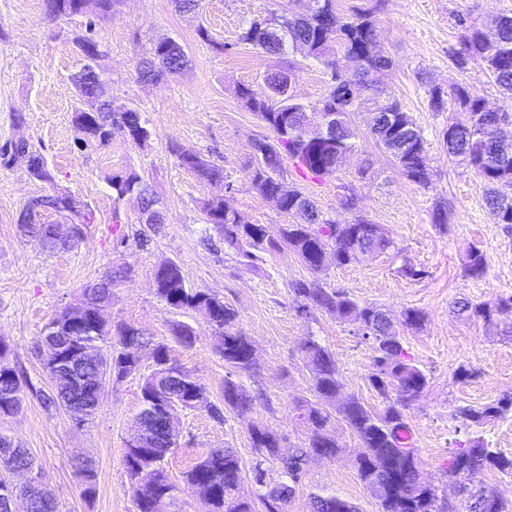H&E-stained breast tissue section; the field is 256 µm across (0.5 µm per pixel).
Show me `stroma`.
I'll return each mask as SVG.
<instances>
[{"label":"stroma","mask_w":512,"mask_h":512,"mask_svg":"<svg viewBox=\"0 0 512 512\" xmlns=\"http://www.w3.org/2000/svg\"><path fill=\"white\" fill-rule=\"evenodd\" d=\"M288 0H201L198 10L178 11L173 0H122L109 20L77 15L56 21L46 16L44 0H0V148L24 140L48 160L53 183L31 178L23 162L0 163V341L7 359L37 390H49L39 352L46 325L63 306L80 300L85 283L121 267L126 274L112 290L105 317L112 325H131L153 342L165 344L171 359L205 387L206 402L181 412L177 448L163 467L181 485V512H205L206 506L184 477L209 448L236 451L243 472L239 497L257 501L259 489L251 470L257 454L252 427H266L281 438L280 452L308 445V430L297 406L313 400V378L303 344L318 340L335 356L341 377V399L358 398L374 409L384 402L370 386L374 352L353 334L347 322L327 311L303 309L292 286L310 273L289 250L263 253L251 260L226 249L221 233L206 228L202 203L216 189L180 166L174 150L193 149L224 169L232 187L226 204L243 222L276 228L294 223L252 186L253 144L269 129L237 97L241 86L259 88L265 73L294 64L295 92L317 102L327 92L321 67L302 53L278 58L261 53L239 39L249 20L285 11ZM512 16V0H383L376 27L383 50L394 67L385 79L409 112L427 144L430 184L420 187L397 169L393 158L371 139L366 115L354 114L359 140L354 152L331 178H300L287 168L324 216L351 222L361 212L380 225L391 248L358 263L329 267L326 282L362 304L382 306L391 317L407 309L422 313L419 329L405 333V348L428 377L425 390L407 411L418 450L422 478L436 487L450 512H466L458 482L448 472L453 448L480 438L512 456V411L476 424L464 409L481 408L512 396V235L506 234L488 210L485 191L473 174L448 157L441 132L457 115L452 102L436 107L432 90L468 85L492 106L512 113V99L491 82L482 60L456 65L462 30L458 16L473 25L489 26L495 17ZM90 33L105 51L101 61L112 80L114 108L140 112L151 137L138 147L114 136L110 147H82L72 124L78 106L70 76L81 59L70 32ZM184 48L189 66L183 73L144 84L135 63L162 38ZM23 113L24 124L13 121ZM133 173L156 193L165 215L163 224L142 223L135 196L117 198L107 178ZM352 188L358 211L341 209L337 195ZM61 189L88 204L94 215L83 239L55 253L25 235L17 215L33 196ZM443 204L448 222L433 224L436 204ZM121 224H113V214ZM126 235L127 247H116V234ZM149 244H135L138 235ZM486 260L485 272H466L471 248ZM177 262L189 288L224 300L236 314L235 327L249 337L255 364L238 382L260 393L244 418L225 411L212 418L209 405H223L228 368L220 344L205 317L196 311L177 313L155 293L154 274ZM419 274L405 276V266ZM470 302L472 312L458 314L455 303ZM196 331L193 346L179 344L170 332L173 322ZM155 368L150 350L141 353L140 367L121 381L110 382L104 403L88 424L76 426L64 410L46 409L35 394L27 395L21 411L0 421L15 444L35 458L41 482L56 497L59 512H134L125 489L129 476L123 462L125 443L134 431L132 418L140 404V384ZM468 379H458L460 369ZM328 428L340 451L333 458L311 457L286 512H311L318 491L333 492L354 502L359 512H378V503L358 474L362 451L358 437L340 415ZM93 460L96 494L84 499L74 459Z\"/></svg>","instance_id":"stroma-1"}]
</instances>
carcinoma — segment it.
Returning <instances> with one entry per match:
<instances>
[{"instance_id": "carcinoma-1", "label": "carcinoma", "mask_w": 512, "mask_h": 512, "mask_svg": "<svg viewBox=\"0 0 512 512\" xmlns=\"http://www.w3.org/2000/svg\"><path fill=\"white\" fill-rule=\"evenodd\" d=\"M55 7L48 16L54 18L75 15H93L110 19L117 13L121 0H53ZM380 0L347 14L338 7V0H318V8L302 19L298 10L291 8L281 15L280 24L270 29L254 19L242 28L240 40L270 56H283L295 49V43L305 45L306 56L323 65L329 76L327 93L315 104L299 100L287 83L284 71L265 75L259 90L242 86L236 90L245 107L257 114L273 137L255 143L262 152L261 160L250 170L251 183L256 191L280 211L299 218L296 224H281L270 233L263 224H245L239 214L228 210L224 196H213L203 204L206 223L222 233L224 246L242 252L247 258L258 252L291 250L309 270L311 278L293 284L296 296L306 307L325 310L357 327L362 339L372 342L373 369L369 382L385 400L382 410L376 411L356 399L338 402L342 388L339 370L333 354L313 339L306 340L304 350L313 374L317 401H303L298 406L300 418L307 424L309 443L282 457L280 437L269 428H251L253 448L259 455L252 471L254 482L261 483L267 475L265 464H280L282 480L278 495H261L265 512H284L283 506L294 494L305 474V466L313 455L334 457L338 445L328 424L331 410L342 415L347 426L358 436L363 451L358 458L359 477L371 490L380 507L379 512H442L436 489L420 477L417 449L407 439L409 426L406 409L428 384L427 375L412 360L403 346L404 332L417 329L423 322L421 312L408 309L394 321L383 316V308L374 304L361 305L343 290L330 288L324 282L326 258H332L338 268L359 262L358 255L368 250L376 254L387 251L392 241L387 234L377 237L366 234L372 222L363 215L342 224L324 217L313 200L300 187L284 176V163H291L302 173L316 178L332 177L342 167L345 156L356 147L358 129L351 116L371 106L375 109L370 134L377 145L393 149L392 157L400 171L420 186L430 184L429 176L420 164L426 157V141L420 131L403 143L396 137L398 125H414L400 101L383 86L382 78L392 68L388 56L373 54L375 22ZM462 27L460 49L455 53L456 63L472 57L481 58L494 85L503 93L512 95V16L504 15L490 32L458 17ZM188 66L183 47L177 43L164 49L154 46L148 55L137 61L135 72L139 82L155 83L165 77L176 76ZM448 96L456 110L466 119L442 131V141L448 156L464 164L485 188V204L496 216L503 229L512 233V156L500 155L498 140L512 127L503 122L506 112L490 111L484 107V98L463 84L450 88ZM336 114V126L329 139L315 143L307 135L309 123L321 114ZM105 112H76L73 124L78 140L85 146L104 147L112 144L114 133L136 146L148 142L151 132L141 121L138 112H114L109 126L101 121ZM5 153L19 155L35 165L34 178L51 183L54 177L46 158L30 149L27 143L11 145ZM179 164L211 186H225L224 170L204 159L197 152L175 150ZM112 190L121 199L130 193L142 196L145 205L156 202L150 187L138 176L115 175L110 178ZM92 224L94 215L88 205L78 198L60 191L35 196L20 211L17 223L39 238L45 248L53 252L66 249L69 244L57 238L54 226L60 222ZM483 253L476 247L468 254L467 272L473 277L484 273ZM155 291L160 300L174 310L193 309L201 312L220 340L224 363L237 373L249 372L255 361L250 340L233 329L236 314L224 301L187 287L180 266L175 263L154 275ZM112 303V289L102 288L93 280L83 286L82 299L63 307L44 329V337L54 338L58 346L68 351L84 348L90 355L79 371L73 372L61 364L43 363V370L52 391L44 394L21 379L18 371L7 361V348L0 343V417L17 414L26 391L36 392L48 407H64V402H77L78 409L65 407L71 420L86 423L92 420L103 405L107 372L112 378L124 379L138 371L140 353L150 345L145 334L131 325L109 326L99 312ZM172 335L182 344L193 343L194 332L189 325L173 322ZM152 346V345H150ZM156 372L143 379L140 394H151L165 407L167 416L176 417L186 410L189 397L205 399V387L190 373L170 362L168 348L163 344L152 346ZM257 398L242 385L227 377L224 379V407L210 406L211 416L224 419L223 408L243 417L253 409ZM512 408V397L497 404L464 411L466 418L480 423L495 418ZM158 431L144 441L142 454L124 451V464L130 476L127 489L135 512H179L181 489L169 480L161 466L165 456L177 447L179 436L172 445L162 442ZM12 448V453L0 459L7 466L37 467L35 458L25 448L17 446L10 436L0 431V449ZM512 471V457L473 440L467 447L452 451L448 472L471 480L484 471ZM82 495L93 497L96 488V470L93 466L79 467ZM242 481L238 458L230 448H210L187 472L188 486L205 484L212 492L205 502L206 512H254L252 504L235 498L232 493ZM467 498V512H488V496L463 485ZM13 495L25 504V512H58L57 502L44 486L11 488ZM313 512H358L351 501L336 494L317 493L312 497Z\"/></svg>"}]
</instances>
